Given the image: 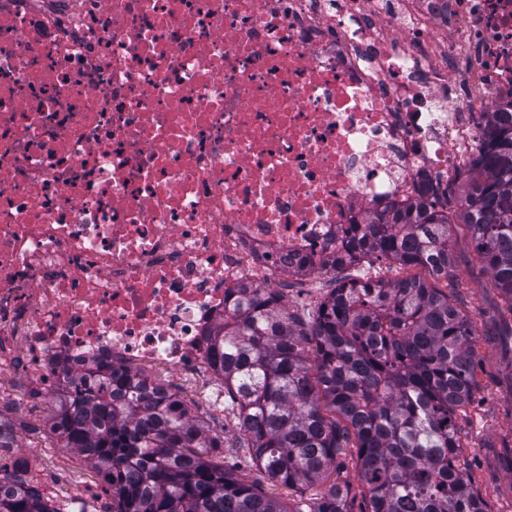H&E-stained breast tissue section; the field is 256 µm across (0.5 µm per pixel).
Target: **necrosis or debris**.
Returning a JSON list of instances; mask_svg holds the SVG:
<instances>
[{"label":"necrosis or debris","mask_w":512,"mask_h":512,"mask_svg":"<svg viewBox=\"0 0 512 512\" xmlns=\"http://www.w3.org/2000/svg\"><path fill=\"white\" fill-rule=\"evenodd\" d=\"M512 100V0H0V379L206 386L225 300L306 282Z\"/></svg>","instance_id":"1"}]
</instances>
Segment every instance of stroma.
Instances as JSON below:
<instances>
[{"label": "stroma", "mask_w": 512, "mask_h": 512, "mask_svg": "<svg viewBox=\"0 0 512 512\" xmlns=\"http://www.w3.org/2000/svg\"><path fill=\"white\" fill-rule=\"evenodd\" d=\"M450 247L456 262L448 295L473 323L477 363L474 397L460 421L463 448L456 465L469 477L486 512H512V457L505 450L506 443L512 441V389L503 378V348L512 347V338L500 334L502 301L497 290L488 286L489 276L476 259L465 225H452ZM0 389L5 392L1 399L6 404L30 407L37 432L21 435L20 450L43 476L61 482L58 502L69 507L78 500L83 506L101 508L107 498L91 466L76 452L56 447L46 436L52 399L19 379L0 384Z\"/></svg>", "instance_id": "stroma-1"}]
</instances>
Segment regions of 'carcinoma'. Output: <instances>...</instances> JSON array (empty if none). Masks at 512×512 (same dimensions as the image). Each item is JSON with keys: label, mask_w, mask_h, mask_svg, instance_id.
<instances>
[{"label": "carcinoma", "mask_w": 512, "mask_h": 512, "mask_svg": "<svg viewBox=\"0 0 512 512\" xmlns=\"http://www.w3.org/2000/svg\"><path fill=\"white\" fill-rule=\"evenodd\" d=\"M474 165L457 174L455 216L512 314V102L483 113ZM448 189L371 213L329 260L335 280L305 319L271 293L232 301L214 332L213 386L239 430L234 447L280 501L226 467L224 435L209 429L152 377L111 368L71 379L55 397L50 432L76 451L111 498L104 512H352L350 487L329 480L355 468L363 512H485L454 460L458 420L475 388L472 321L420 277L361 281L349 269L385 258L448 279ZM315 343L310 362L304 343ZM324 488L305 499L306 488ZM0 512H64L0 468Z\"/></svg>", "instance_id": "carcinoma-1"}]
</instances>
